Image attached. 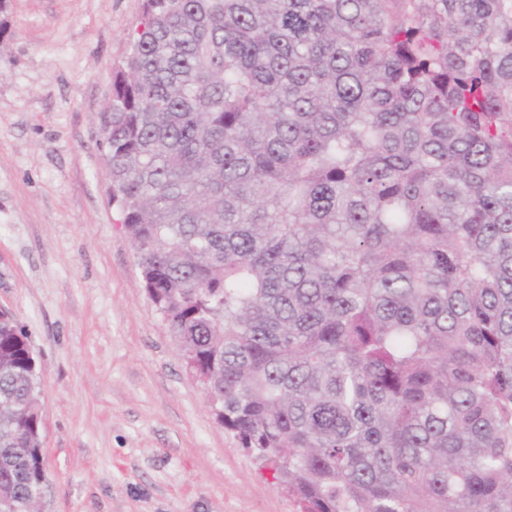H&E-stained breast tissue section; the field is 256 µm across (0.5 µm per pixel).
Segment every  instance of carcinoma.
Returning <instances> with one entry per match:
<instances>
[{
    "label": "carcinoma",
    "mask_w": 512,
    "mask_h": 512,
    "mask_svg": "<svg viewBox=\"0 0 512 512\" xmlns=\"http://www.w3.org/2000/svg\"><path fill=\"white\" fill-rule=\"evenodd\" d=\"M112 204L298 512H512V0H144ZM0 317V512L46 481Z\"/></svg>",
    "instance_id": "obj_1"
}]
</instances>
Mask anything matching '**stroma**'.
I'll return each mask as SVG.
<instances>
[{
  "label": "stroma",
  "mask_w": 512,
  "mask_h": 512,
  "mask_svg": "<svg viewBox=\"0 0 512 512\" xmlns=\"http://www.w3.org/2000/svg\"><path fill=\"white\" fill-rule=\"evenodd\" d=\"M142 0H9L0 308L41 370L44 512H296L212 416L112 206L101 117Z\"/></svg>",
  "instance_id": "stroma-1"
}]
</instances>
